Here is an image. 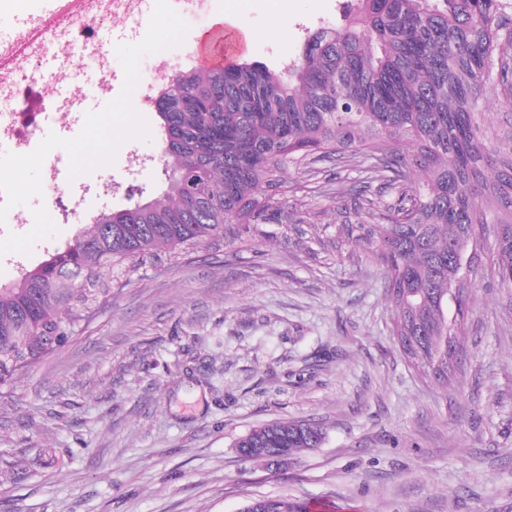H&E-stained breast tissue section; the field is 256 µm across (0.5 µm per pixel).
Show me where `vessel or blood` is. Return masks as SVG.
<instances>
[{
  "mask_svg": "<svg viewBox=\"0 0 512 512\" xmlns=\"http://www.w3.org/2000/svg\"><path fill=\"white\" fill-rule=\"evenodd\" d=\"M80 0H42L39 9L17 14L7 35L0 36V66L33 50L42 35L61 17L72 14ZM243 52V45L234 30L217 23L196 38L194 61L199 69L231 63Z\"/></svg>",
  "mask_w": 512,
  "mask_h": 512,
  "instance_id": "vessel-or-blood-1",
  "label": "vessel or blood"
}]
</instances>
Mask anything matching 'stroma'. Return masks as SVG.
<instances>
[{
	"instance_id": "35a3bbf8",
	"label": "stroma",
	"mask_w": 512,
	"mask_h": 512,
	"mask_svg": "<svg viewBox=\"0 0 512 512\" xmlns=\"http://www.w3.org/2000/svg\"><path fill=\"white\" fill-rule=\"evenodd\" d=\"M190 35L238 12L256 31L247 59L283 67L306 32L339 23V0H212L208 14L171 0ZM152 138L119 149L102 176L75 184L88 214L156 197ZM283 176L278 224L242 239L149 261L114 281L89 322L0 383V512H238L247 499L333 502L357 512H512V288L473 279L457 353L442 386L405 360L392 334L385 267L374 246L337 242L356 171L315 159ZM32 254L0 257L16 281L79 224ZM304 420L318 448L278 471L241 459L236 441L274 421Z\"/></svg>"
}]
</instances>
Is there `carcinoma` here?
Returning a JSON list of instances; mask_svg holds the SVG:
<instances>
[{
    "label": "carcinoma",
    "mask_w": 512,
    "mask_h": 512,
    "mask_svg": "<svg viewBox=\"0 0 512 512\" xmlns=\"http://www.w3.org/2000/svg\"><path fill=\"white\" fill-rule=\"evenodd\" d=\"M343 24L308 34L283 69L237 62L183 68L157 88L171 172L147 202L93 216L88 230L0 288V382L50 354L112 293V272L178 246L235 240L278 220L266 192L311 156L364 168L355 224L341 240L375 241L395 310L393 336L409 362L448 384L471 282L485 266L512 287V133L484 112L496 94L512 112V0H350ZM302 420L249 431L235 447H319ZM238 512H311L288 497Z\"/></svg>",
    "instance_id": "cac0c4a2"
}]
</instances>
